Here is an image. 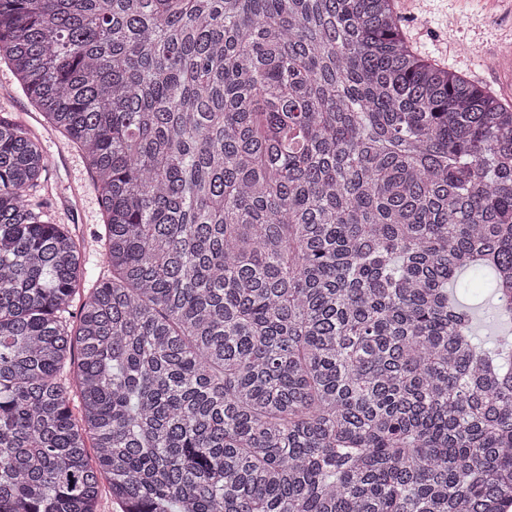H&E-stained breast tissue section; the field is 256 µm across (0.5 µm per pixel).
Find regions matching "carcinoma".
Segmentation results:
<instances>
[{"instance_id":"obj_1","label":"carcinoma","mask_w":512,"mask_h":512,"mask_svg":"<svg viewBox=\"0 0 512 512\" xmlns=\"http://www.w3.org/2000/svg\"><path fill=\"white\" fill-rule=\"evenodd\" d=\"M0 62L107 268L1 114L0 512L512 507V105L395 0H0ZM1 112H10L26 124L34 127L39 126L38 122L31 118V114L36 115V112L30 106L28 99L18 87L15 77L4 63H0ZM37 132L40 134L42 142L50 154L57 155L58 144H62L65 149V160L63 164L51 168L47 175L46 181L49 179V183L53 186L52 195L48 198L45 188H43L39 193H36L35 199L36 201L44 202V206L58 224H71L73 231L83 240L89 259L87 264L88 284L92 285L99 274L102 275L104 273L103 266L99 262L100 240L104 233L99 208V194L91 192L86 198L80 215L75 219L74 224L79 225H74L70 221L65 222L56 201H59V197L68 191L72 180H86L87 175H90V173L79 154L61 141L54 132L50 130L51 133L48 134L42 127H38Z\"/></svg>"}]
</instances>
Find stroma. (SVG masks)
<instances>
[{"label": "stroma", "mask_w": 512, "mask_h": 512, "mask_svg": "<svg viewBox=\"0 0 512 512\" xmlns=\"http://www.w3.org/2000/svg\"><path fill=\"white\" fill-rule=\"evenodd\" d=\"M407 32L418 52L429 55L448 69L463 73L491 90L499 85L492 76L491 53L498 41L512 33V7L501 0H418L415 7L402 9ZM42 142L49 153L63 151L64 162L50 169L52 194L37 193L55 221L63 215L57 204L72 180L88 175L79 154L71 148L59 149L56 134L45 133ZM76 234L83 240L88 257V278L96 280L103 268L99 262L104 226L99 196L90 193L77 218Z\"/></svg>", "instance_id": "35a3bbf8"}]
</instances>
